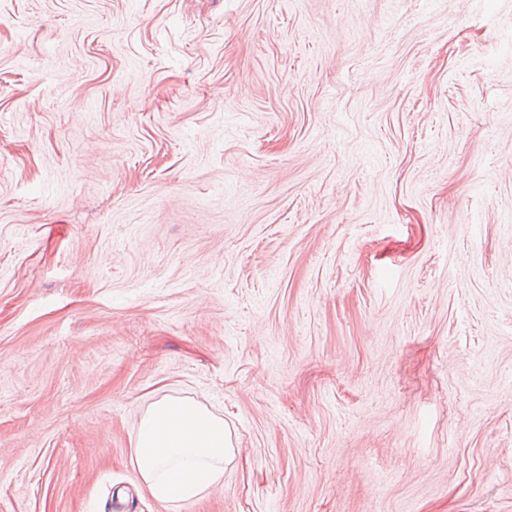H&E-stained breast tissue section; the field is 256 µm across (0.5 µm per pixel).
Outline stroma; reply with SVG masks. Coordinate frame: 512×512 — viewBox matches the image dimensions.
I'll return each instance as SVG.
<instances>
[{
	"mask_svg": "<svg viewBox=\"0 0 512 512\" xmlns=\"http://www.w3.org/2000/svg\"><path fill=\"white\" fill-rule=\"evenodd\" d=\"M118 501L512 512V0H0V512ZM231 454L221 417L195 398L162 395L140 418L131 463L156 502L175 505L222 485Z\"/></svg>",
	"mask_w": 512,
	"mask_h": 512,
	"instance_id": "obj_1",
	"label": "stroma"
}]
</instances>
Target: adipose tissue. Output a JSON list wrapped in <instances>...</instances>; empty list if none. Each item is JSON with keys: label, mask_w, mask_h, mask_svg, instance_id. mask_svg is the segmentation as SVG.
<instances>
[{"label": "adipose tissue", "mask_w": 512, "mask_h": 512, "mask_svg": "<svg viewBox=\"0 0 512 512\" xmlns=\"http://www.w3.org/2000/svg\"><path fill=\"white\" fill-rule=\"evenodd\" d=\"M231 454L221 417L195 398L163 395L140 418L131 463L156 502L175 505L222 485Z\"/></svg>", "instance_id": "ef3b65f1"}]
</instances>
